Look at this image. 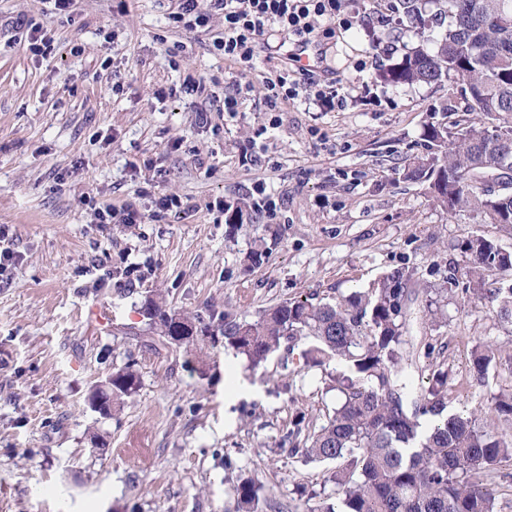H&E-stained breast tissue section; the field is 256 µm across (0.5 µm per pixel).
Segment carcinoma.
<instances>
[{"instance_id": "1", "label": "carcinoma", "mask_w": 512, "mask_h": 512, "mask_svg": "<svg viewBox=\"0 0 512 512\" xmlns=\"http://www.w3.org/2000/svg\"><path fill=\"white\" fill-rule=\"evenodd\" d=\"M392 12L416 34L448 16L433 48L420 44L384 66L379 77L394 86L448 88L447 103L424 129L427 152L405 169L403 179L426 185L433 201L451 215L512 228V189L493 194L491 181L512 184V0H393ZM504 130L486 136L491 126ZM463 258L462 280L441 276L418 292L406 266L383 275L368 292L354 291L334 303L284 301L254 319L226 311L204 319L170 314L163 302L148 301L155 320L149 330L162 341L180 317L200 329L185 348L195 352L207 375L206 351L220 342L256 369L281 349L302 347L308 368L342 366L328 374L339 393L325 422L303 432L295 419L288 458L305 465H334L331 491L311 495L318 512H497L485 477L512 465V391H502L479 409L448 412L452 374L429 364L426 383L414 384L413 358H433L427 341L413 352L405 339L408 303L423 294V320L448 325V298L474 309H489L512 323V251L472 235L454 245ZM502 346L491 340L471 353L474 382L484 383ZM139 384L126 366L112 374V408L121 406ZM260 487L241 478L230 491L233 509L262 512Z\"/></svg>"}]
</instances>
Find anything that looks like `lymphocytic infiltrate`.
Here are the masks:
<instances>
[{
    "label": "lymphocytic infiltrate",
    "mask_w": 512,
    "mask_h": 512,
    "mask_svg": "<svg viewBox=\"0 0 512 512\" xmlns=\"http://www.w3.org/2000/svg\"><path fill=\"white\" fill-rule=\"evenodd\" d=\"M341 0H209L201 8L200 0H177L170 20L175 27L195 31L208 28L211 13L224 17V34L216 38L213 47L225 62L236 66L242 74L255 68L262 38L271 31L287 35L295 45L311 43L319 21L337 22L339 27L352 26L349 18L340 14ZM265 99L276 106L296 99L300 91L312 92L328 107L336 105L334 86L321 83L312 70L300 67L281 68L263 78Z\"/></svg>",
    "instance_id": "lymphocytic-infiltrate-1"
}]
</instances>
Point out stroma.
<instances>
[{"label":"stroma","instance_id":"stroma-1","mask_svg":"<svg viewBox=\"0 0 512 512\" xmlns=\"http://www.w3.org/2000/svg\"><path fill=\"white\" fill-rule=\"evenodd\" d=\"M174 7L0 0V225L15 254L0 275V512H227L241 477L281 512H309L296 487L320 489L329 468L291 461L286 436L297 414L314 429L335 404L323 373L304 371L297 353L252 370L219 346L200 376L186 349H153L145 301L160 294L171 312L253 319L286 300L367 290L403 265L423 287L474 233L512 250V229L452 218L402 178L447 92L377 79L419 43L388 0H342L352 27L316 41L322 79L347 94L342 108L301 96L267 111L263 73L287 59L264 54L233 116L224 96L241 77L212 46L223 16L190 32L170 21ZM21 15L50 32L43 55L12 28ZM189 74L204 88L185 91ZM262 187L274 209H258ZM163 194L184 210L142 224L94 220L105 206L149 215ZM237 200L254 211L225 223L223 204ZM421 308L411 304L407 336L445 344L449 410L512 388L508 357L485 386L469 371L475 341L512 344V325L452 301L447 327L432 331ZM130 364L136 393L112 417L92 412L89 391ZM240 378L258 396L232 398Z\"/></svg>","mask_w":512,"mask_h":512}]
</instances>
